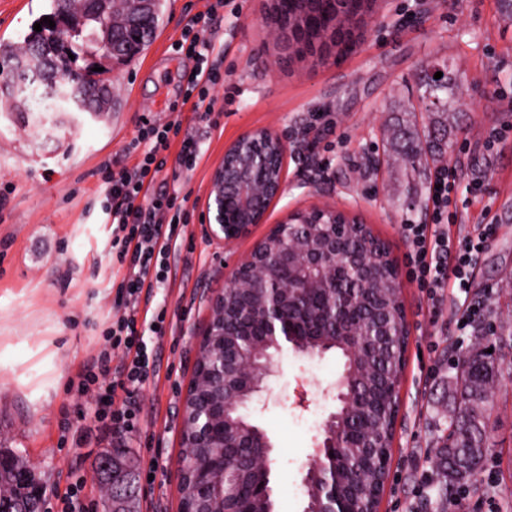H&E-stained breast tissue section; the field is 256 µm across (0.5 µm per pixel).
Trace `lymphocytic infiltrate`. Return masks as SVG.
I'll list each match as a JSON object with an SVG mask.
<instances>
[{
  "label": "lymphocytic infiltrate",
  "mask_w": 512,
  "mask_h": 512,
  "mask_svg": "<svg viewBox=\"0 0 512 512\" xmlns=\"http://www.w3.org/2000/svg\"><path fill=\"white\" fill-rule=\"evenodd\" d=\"M223 6V0H215L190 19L177 42L179 52L195 61L194 71L185 72L181 82L190 118L176 116L161 128L143 123L126 148L134 163L117 170L105 163L97 170L104 186L102 209L112 224V262L125 271L118 285L123 309L104 330L105 342L84 366L77 388L96 389L103 399L100 407L82 413L86 431L112 434L121 443L140 429V391L157 374L156 343L169 328L165 305H158L147 321L140 318V305L167 287L189 222L179 189L168 188L158 177L168 161L190 172L202 156L200 139L184 122L214 124L219 102L215 88L221 76L213 35ZM455 188V169L436 167L427 188V220L402 227L408 244L407 274L433 298L447 286L462 291L473 284L480 256L496 233L495 222L487 218L466 236L450 235L449 225L459 221L458 212L449 209ZM116 357L121 360L117 367L112 364Z\"/></svg>",
  "instance_id": "f902f5d3"
}]
</instances>
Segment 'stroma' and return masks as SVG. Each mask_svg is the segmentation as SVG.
Wrapping results in <instances>:
<instances>
[{
  "label": "stroma",
  "mask_w": 512,
  "mask_h": 512,
  "mask_svg": "<svg viewBox=\"0 0 512 512\" xmlns=\"http://www.w3.org/2000/svg\"><path fill=\"white\" fill-rule=\"evenodd\" d=\"M165 2L144 54L105 74L120 102L108 118L46 110L33 99L23 112L0 104V196L6 199L0 210V432L8 435L7 447L36 468L51 503L75 472L84 479L85 499L101 500L94 476L113 439L100 433L82 438L79 414L97 399L71 388L120 311L114 283L123 272L109 255L112 227L92 205L100 192L95 171L104 161L132 164L124 148L141 118L161 126L183 109L175 77L192 62L172 45L207 0ZM271 5L228 0L217 25L224 112L217 126L198 125L204 158L179 181L190 221L176 278L161 292L175 332L157 344L160 372L140 394L141 429L128 442L139 486L136 508L179 510L174 463L192 346L231 265L288 211L337 205L385 241L397 268H404L402 227L423 221L427 174L445 163L456 169L453 204L468 217L451 225V233L471 232L485 212L497 220L469 294L482 316L459 332L455 289L436 302L403 280L410 336L379 512H512V377L492 385L490 451L477 480L446 486L437 466L441 438L455 415L457 358L480 350L496 363H512V16L503 0H376L360 18L352 51H330L325 64L315 66L291 54L284 41L268 38ZM48 8V0H0V39L24 41ZM443 65L452 66L461 92L446 131L451 150L427 158L421 175L405 165H381L390 134L406 123L431 131L430 113L417 109V78L421 69ZM264 125L288 141L287 186L265 223L227 245L203 222L211 175L227 145ZM495 128L504 138L490 152H475ZM312 153L322 170L309 166ZM477 177L484 181L479 193L472 190ZM343 369L334 351L308 359L285 350L267 400L246 410L274 446L275 512L302 510V479L315 438L336 407L324 393ZM152 461L158 468L149 481L144 468Z\"/></svg>",
  "instance_id": "1"
}]
</instances>
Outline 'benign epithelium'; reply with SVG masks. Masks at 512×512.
<instances>
[{"mask_svg":"<svg viewBox=\"0 0 512 512\" xmlns=\"http://www.w3.org/2000/svg\"><path fill=\"white\" fill-rule=\"evenodd\" d=\"M153 0H114L112 30L122 31L134 27L148 16ZM51 76L47 65L34 58L15 65V79L36 81ZM288 149L276 131L268 127H254L224 150V160L214 170L210 182L208 201L213 222L207 224L211 236L226 242L245 237L253 225L265 221L271 203L285 187V158ZM232 197L237 202V213L242 219L227 223L225 201ZM344 211L332 207H314L298 210L286 220L271 227L267 236L233 267L224 293L210 305L207 327L196 342L194 369L207 366L213 380L209 402L204 414L195 419L196 441L182 442L183 451L178 459V478L188 475L185 459L192 457V449L201 448L209 441L231 442L244 427L233 418L231 411L235 399L224 398V371L231 366L238 380L246 387V400L252 401L269 392V381L276 373L274 354L282 351V344L292 343L295 354L313 359L330 351L322 344H302L297 340L295 316L306 307L314 292H330L336 288L339 277L348 272L359 276L369 274L379 262L388 263L394 280H399L396 266L389 253L380 252L375 244L355 254L341 249V242L350 230ZM234 294L252 298L260 308L263 330L243 348L224 342L213 343L212 336H236V328L224 321V297ZM392 300L398 315L395 330L386 336L397 349H407L408 324L403 312L401 288L392 289ZM337 413L331 412L323 420L316 442L315 454L303 479L310 486L313 475L316 497L323 503L334 505L332 512H347L338 506L334 471L336 460L325 452L336 447ZM254 437L239 444L250 449L249 456L263 473L257 494L264 498L271 495L270 454L272 445L266 434L255 426L248 427ZM226 468L205 462H195L194 479L211 485L225 475ZM138 495L136 476L131 473L112 479L109 497L101 500L104 512H114V504L129 501Z\"/></svg>","mask_w":512,"mask_h":512,"instance_id":"benign-epithelium-1","label":"benign epithelium"}]
</instances>
